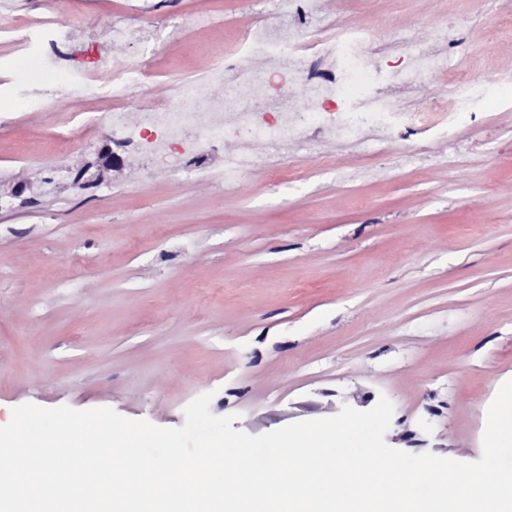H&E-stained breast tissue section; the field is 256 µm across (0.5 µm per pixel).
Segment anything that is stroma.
<instances>
[{
    "mask_svg": "<svg viewBox=\"0 0 512 512\" xmlns=\"http://www.w3.org/2000/svg\"><path fill=\"white\" fill-rule=\"evenodd\" d=\"M83 13L87 26L187 22L180 42L145 57L154 98L204 77L251 26H278L272 0H45ZM324 24L393 27L367 62L387 112L451 100V80L512 69V0H321ZM453 25L460 46L446 67L388 91L393 68L412 75ZM100 40L77 60L42 58L56 85L21 81L26 51L0 36V197L16 184L54 214L47 224L20 205L0 207V426L25 403L110 408L131 420L181 427L184 408L209 393L214 415L261 435L327 418L343 406H394L386 442L461 462L483 453L486 412L512 380V85L501 86L475 125L403 142L354 139L252 147L232 185L224 158L190 172L156 163L96 135L57 158L70 117L112 95L80 84L88 54L132 56ZM43 91L41 110L15 88ZM119 165L98 187L61 190L97 166ZM338 158L332 171L321 157Z\"/></svg>",
    "mask_w": 512,
    "mask_h": 512,
    "instance_id": "1",
    "label": "stroma"
}]
</instances>
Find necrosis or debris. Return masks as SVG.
<instances>
[{
  "instance_id": "obj_1",
  "label": "necrosis or debris",
  "mask_w": 512,
  "mask_h": 512,
  "mask_svg": "<svg viewBox=\"0 0 512 512\" xmlns=\"http://www.w3.org/2000/svg\"><path fill=\"white\" fill-rule=\"evenodd\" d=\"M317 0H293L292 12L302 31L289 36L281 44L286 57L284 67L258 72L244 67L234 57H226L209 72L212 82L232 76L236 94L287 97L298 84L314 85L317 95L306 103L304 111L230 112L226 100L197 88L193 96L182 90L164 101L145 98L136 113H128L118 102L107 99L90 110L83 123L77 124L59 143L60 153H67L76 143L87 141L92 131L121 132L126 143L137 145L145 154H176L192 163H203L207 157L222 151L225 142L267 141L273 134L290 131L301 138L351 136L369 129L381 128L397 133L400 140L445 126L475 121L487 98L501 85L512 82L505 73L481 87L470 86L465 74L454 80L452 105L436 106L429 113L384 112L375 107L351 106V88L374 82V74L363 63V48L368 45V32L359 27L340 26L336 31L307 30L306 25L317 13ZM28 30L47 33L45 55L63 60L74 59L84 23L74 14L47 15L35 13L27 23ZM84 84L116 81L142 85L149 73L142 58L117 62L90 58L81 67Z\"/></svg>"
}]
</instances>
